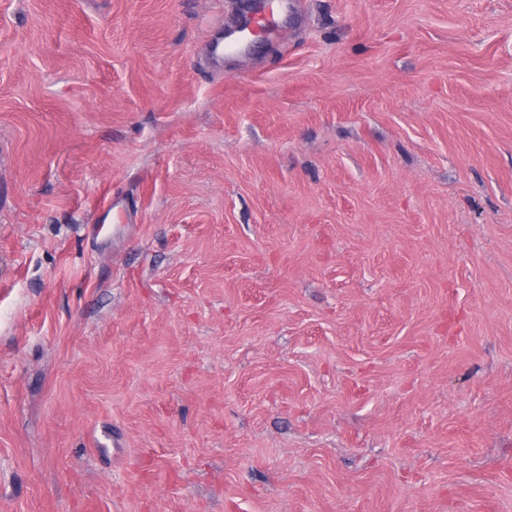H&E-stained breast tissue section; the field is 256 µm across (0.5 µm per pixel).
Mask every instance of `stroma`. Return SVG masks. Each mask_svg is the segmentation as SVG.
Returning <instances> with one entry per match:
<instances>
[{
	"label": "stroma",
	"instance_id": "obj_1",
	"mask_svg": "<svg viewBox=\"0 0 512 512\" xmlns=\"http://www.w3.org/2000/svg\"><path fill=\"white\" fill-rule=\"evenodd\" d=\"M298 2L0 0V512H512V0Z\"/></svg>",
	"mask_w": 512,
	"mask_h": 512
}]
</instances>
